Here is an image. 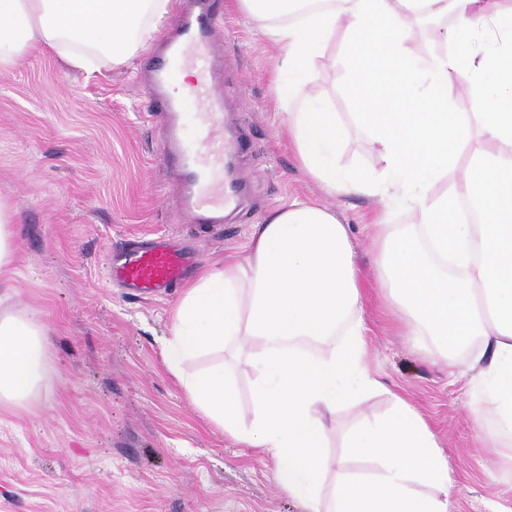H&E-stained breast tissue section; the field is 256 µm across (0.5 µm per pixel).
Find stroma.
<instances>
[{
    "label": "stroma",
    "mask_w": 512,
    "mask_h": 512,
    "mask_svg": "<svg viewBox=\"0 0 512 512\" xmlns=\"http://www.w3.org/2000/svg\"><path fill=\"white\" fill-rule=\"evenodd\" d=\"M220 24L224 103L254 147L235 166L249 188L244 207L206 233L166 202L174 182L159 156L158 118L137 84L150 51L91 78L40 54L0 72V197L17 210L5 305L44 321L49 350L29 404L0 405V512H299L274 461L225 437L166 368L181 289L145 300L108 286L105 275L113 247L155 231L195 248L202 265L223 264L243 252L253 225L297 196L350 226L368 280L364 366L383 385L326 416V456L342 457L349 429L384 415L398 394L442 447L452 512H512L504 495L512 438L487 447L496 420L475 417L467 353L449 366L416 343L375 282L382 224H416L419 215L331 194L306 173L277 105V49L235 0H222ZM346 54L336 36L308 88L336 114L339 165L369 171L381 165L379 147L356 121Z\"/></svg>",
    "instance_id": "stroma-1"
}]
</instances>
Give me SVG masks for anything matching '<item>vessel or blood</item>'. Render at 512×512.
<instances>
[{"instance_id":"1","label":"vessel or blood","mask_w":512,"mask_h":512,"mask_svg":"<svg viewBox=\"0 0 512 512\" xmlns=\"http://www.w3.org/2000/svg\"><path fill=\"white\" fill-rule=\"evenodd\" d=\"M192 9L165 53L152 56L146 66L148 94L162 116L161 155L178 190L171 202L194 224H220L242 198L238 179L229 173L232 156L242 154L246 133L237 130L226 112L219 79L225 58L222 33L216 22L217 0H191ZM192 69L196 77L179 97L168 89L176 74ZM196 105L195 126L185 133L187 105ZM198 260L190 247L163 232L126 239L106 259L110 284L129 294L156 298L182 284Z\"/></svg>"}]
</instances>
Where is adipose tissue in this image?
<instances>
[{"label":"adipose tissue","mask_w":512,"mask_h":512,"mask_svg":"<svg viewBox=\"0 0 512 512\" xmlns=\"http://www.w3.org/2000/svg\"><path fill=\"white\" fill-rule=\"evenodd\" d=\"M281 50L290 76L278 89L304 170L333 193L378 196L420 216L417 233L390 229L376 258L378 282L411 335L429 338L451 361L472 346L471 384L512 431V0H236ZM173 0H0V70L34 52L95 75L127 63L158 37ZM452 15L434 28L448 53L415 58L409 23ZM357 72V119L382 165L341 170L336 115L307 93L317 58L336 32ZM431 102L415 95L421 73ZM466 82L469 109L448 108V89ZM401 95L388 110L383 90ZM486 144L442 194L429 185L453 171L470 139ZM247 255L204 270L181 294L163 360L195 408L225 436L276 464V479L303 512H450L454 486L434 434L415 406L394 396L389 415L353 429L349 456H374L383 470L358 478L339 470L324 492L329 460L324 417L339 402L381 389L362 366L363 286L350 228L320 203L292 199L256 225ZM340 337L325 353L312 343ZM234 351L256 375L252 419L239 410L224 364ZM46 326L35 315L0 311V404L25 406L46 363Z\"/></svg>","instance_id":"adipose-tissue-1"}]
</instances>
